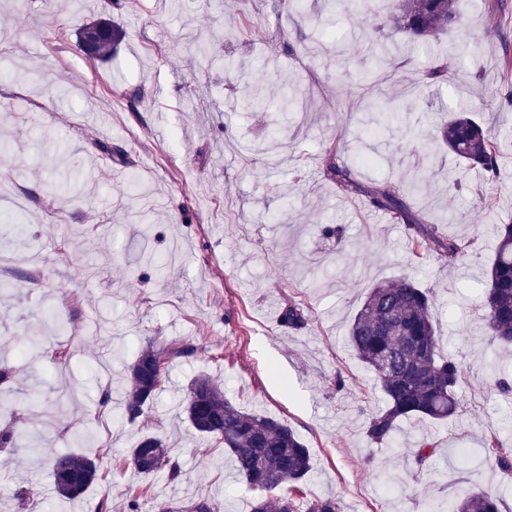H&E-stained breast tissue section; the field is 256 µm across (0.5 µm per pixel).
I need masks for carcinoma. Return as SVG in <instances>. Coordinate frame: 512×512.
Wrapping results in <instances>:
<instances>
[{
    "label": "carcinoma",
    "mask_w": 512,
    "mask_h": 512,
    "mask_svg": "<svg viewBox=\"0 0 512 512\" xmlns=\"http://www.w3.org/2000/svg\"><path fill=\"white\" fill-rule=\"evenodd\" d=\"M372 0H327L329 15L319 19L331 34L330 16L338 9L363 10ZM392 27L411 39L431 37L462 22L458 0H391ZM110 30L109 39L99 43L94 60H105L122 42L125 31L112 20H98L84 26L93 31ZM461 107L440 127L448 151L487 179L499 178L498 160L502 140ZM324 175L345 194L366 196L390 223L403 224L408 231L412 254L418 259L433 254L450 267L462 266L474 250L476 239L438 234L413 212L407 198L421 191L426 174L411 182H388L379 190L367 189L357 180L355 169L339 150L325 154ZM496 245L485 271L481 304L486 336L492 342L512 346V224H494ZM436 293L422 288L408 277L380 282L368 291L348 329L347 341L357 358L370 370L385 395V407L366 424L368 441L378 447L392 442L400 423L431 420L446 423L460 410L458 387L464 369L461 362L445 356L439 348L438 325L433 315ZM279 322L290 330L307 324L303 307L290 301L281 309ZM184 350L149 346L141 350L130 367L121 417L136 423L152 408L163 390L170 363ZM184 413L190 427L200 436L224 447L239 477L255 492L251 512H343L334 497H316L300 509L296 491L312 470L309 449L288 424L271 416L250 413L224 396L207 375L195 376L189 385ZM486 457L495 460L501 472L512 478V446L496 433L483 443ZM434 453L433 443L422 438L414 453L421 470ZM126 461L146 476H180L178 464L160 437L145 433L129 449ZM57 497L75 499L101 481L97 463L83 455H58L50 461ZM288 484V495L276 490ZM448 512H503V498L497 491L468 489L454 496Z\"/></svg>",
    "instance_id": "obj_1"
}]
</instances>
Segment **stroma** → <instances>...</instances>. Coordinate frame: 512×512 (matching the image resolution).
I'll list each match as a JSON object with an SVG mask.
<instances>
[{
	"label": "stroma",
	"mask_w": 512,
	"mask_h": 512,
	"mask_svg": "<svg viewBox=\"0 0 512 512\" xmlns=\"http://www.w3.org/2000/svg\"><path fill=\"white\" fill-rule=\"evenodd\" d=\"M303 15L280 0H0V177L27 198L24 244L0 237L16 288L0 296V357L6 387L28 422L34 447L0 449V512H97L110 499L125 512L128 490L146 484L140 512L191 499L216 512H250L254 493L230 456L195 436L180 413L188 383L210 375L244 410L284 421L309 448L306 497L336 496L344 512H445L470 488L502 494L512 482L484 459L485 435L512 442V395L499 369L512 355L484 336L480 273L494 248L495 212L512 220V145L500 178L485 182L438 142L449 110L467 105L512 141L504 40L512 41V0H460L462 27L404 46L388 67L387 13H339L336 38L318 41L322 0ZM117 18L126 32L112 57L90 61L80 29ZM212 47L199 56L200 33ZM448 66L450 79L420 88L419 71ZM312 75L299 106L283 116L249 101L293 75ZM395 98L412 137L369 123L362 99ZM122 147L123 165L100 144ZM367 156L357 178L372 188L429 170L410 203L426 222L447 216L443 233L477 237L479 251L451 268L413 260L404 225L387 223L362 198L327 180L324 150ZM70 178L66 192L49 177ZM332 225L339 237L325 238ZM408 274L439 297L435 317L444 354L459 360L461 414L442 425L403 424L392 448L365 435L384 395L346 339L351 318L375 283ZM308 322L280 326L288 301ZM64 342L69 364L29 359L23 340ZM181 349L165 388L140 422L121 418L128 367L149 344ZM108 405H101L102 392ZM165 438L178 480L125 466L138 437ZM436 452L420 472L417 441ZM74 452L107 476L75 502L56 497L46 458ZM31 490L18 500L19 487Z\"/></svg>",
	"instance_id": "obj_1"
}]
</instances>
